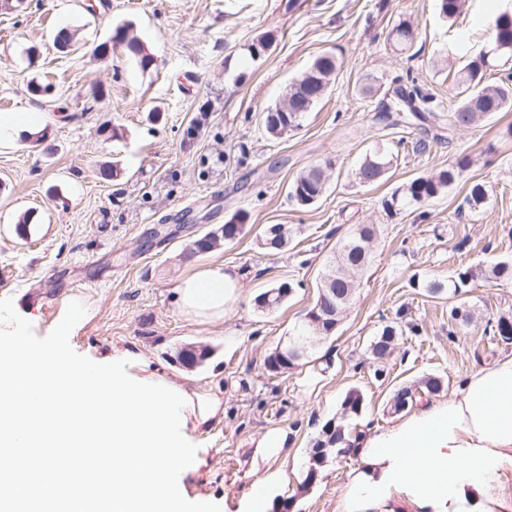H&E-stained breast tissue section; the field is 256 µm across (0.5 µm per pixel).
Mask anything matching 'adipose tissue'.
Masks as SVG:
<instances>
[{
  "mask_svg": "<svg viewBox=\"0 0 512 512\" xmlns=\"http://www.w3.org/2000/svg\"><path fill=\"white\" fill-rule=\"evenodd\" d=\"M223 266L185 278L184 312L220 320L244 290ZM336 512H512V354L474 369L460 396L367 430Z\"/></svg>",
  "mask_w": 512,
  "mask_h": 512,
  "instance_id": "adipose-tissue-1",
  "label": "adipose tissue"
}]
</instances>
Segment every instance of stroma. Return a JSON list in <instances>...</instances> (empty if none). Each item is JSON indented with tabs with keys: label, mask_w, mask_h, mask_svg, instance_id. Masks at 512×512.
I'll return each instance as SVG.
<instances>
[{
	"label": "stroma",
	"mask_w": 512,
	"mask_h": 512,
	"mask_svg": "<svg viewBox=\"0 0 512 512\" xmlns=\"http://www.w3.org/2000/svg\"><path fill=\"white\" fill-rule=\"evenodd\" d=\"M511 6L464 0L450 24L438 0H0V116L38 123L0 148V299H12L40 337L81 302L75 351L102 360L127 348L156 375L223 397V417L193 434L196 467L180 476L188 495L234 512L275 473L289 512H336L355 459L329 460L308 491L300 486L313 439L349 389L364 395L360 429L380 428L397 420L388 407L398 388L435 376L443 388L431 400L442 402L471 370L512 353L487 329L512 318V282H476L465 296L471 318L457 328L451 299L425 290L460 268L512 261V111L470 128L439 123L420 151L410 128L375 124L379 100L358 82L369 75L386 90L408 78L451 112L459 66L488 47V22ZM401 20L415 29L407 50L386 39ZM120 26L149 67L118 46L98 59ZM62 28L74 35L65 51L53 43ZM262 38L268 50L250 58ZM325 53L339 60L326 96L299 129L268 135L263 109ZM35 84L44 93L33 94ZM379 148L393 157L388 173L358 183L356 168ZM463 157L470 166L439 197L384 211L397 188ZM315 166L325 191L299 207L289 187ZM477 184L487 197L472 209L465 200ZM240 211L247 221L236 239L196 252V240ZM268 224L291 228L287 251L262 246ZM360 224L376 225L378 237L353 303L312 362L270 373L266 360L304 321L327 255ZM218 264L242 274L244 292L223 320L188 317L179 283ZM283 282L294 286L287 302L259 311L257 295ZM395 320L402 332L378 377L368 348ZM189 349L208 356L179 360ZM277 430L289 435L287 454L252 467L253 448Z\"/></svg>",
	"instance_id": "obj_1"
}]
</instances>
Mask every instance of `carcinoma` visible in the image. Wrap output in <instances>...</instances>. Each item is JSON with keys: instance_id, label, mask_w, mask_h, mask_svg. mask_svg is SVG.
<instances>
[{"instance_id": "obj_1", "label": "carcinoma", "mask_w": 512, "mask_h": 512, "mask_svg": "<svg viewBox=\"0 0 512 512\" xmlns=\"http://www.w3.org/2000/svg\"><path fill=\"white\" fill-rule=\"evenodd\" d=\"M398 46H408L414 39L412 26L403 21L390 31ZM112 42L121 46L124 52L137 58L141 66L146 67L151 62L149 55L139 40L128 35V31L118 28L112 37ZM512 60V12L504 10L490 22V45L479 55L469 58L462 63L457 72L458 84L461 85L460 99L449 120L451 124L460 127H471L496 112H507L512 109V83L503 81L496 86L484 83L485 72L490 67L504 66ZM338 68L335 56L325 53L317 57L311 66L298 78L288 84L284 96L288 97V111L276 113V118L269 117V110L263 111L265 131L272 136H282L288 131L301 126L306 114L327 94L332 76ZM393 112H408L412 124L420 123L437 117L438 108L433 105L432 98L423 95L413 87L409 90L400 88L395 91L391 103ZM392 159L387 155L376 152L365 157L355 173V178L363 185L374 184L385 176V171L375 168V165L390 166ZM469 166V159L463 157L455 164L426 177H417L397 189L391 198L384 201V208L395 213L413 204L428 202L444 192L456 182L462 172ZM325 190V177L321 167L316 166L300 174L290 187L288 196L300 207H309L316 203ZM245 216L236 215L224 224V233L210 234L198 240L199 248L209 251L220 245L221 240L231 241L241 233ZM288 225L270 224L263 230L262 242L267 248L280 250L288 244ZM377 229L374 225H361L354 234L343 241L326 260L327 270L317 286L318 292L314 297L311 309L306 313L302 332L321 341L330 336L333 322L322 313L314 312L318 302L336 311V317H341L346 308L352 303L357 292L356 274L366 269L372 260ZM512 281V261H500L490 268L468 267L459 271L448 284L431 282L427 291L431 295L444 292L456 298L466 293V288L477 281ZM293 287L288 282L281 283L256 297L259 308L271 311L281 306L292 293ZM399 325H387L380 336L376 337L369 346V359L377 364L387 361L394 341L399 336ZM298 366L275 353L266 362L269 372L283 374ZM442 388V382L436 377H427L419 387H402L395 391L390 408L399 412L419 402L424 395L435 394ZM364 397L356 389L350 390L341 404L339 420L325 423L318 436L313 439L311 454L303 487H309L315 482L321 472L319 462H328V458L343 453L340 445L333 446L328 457H322L321 448L331 439H342L346 442L352 439L351 429L346 424L348 420L358 418L362 413Z\"/></svg>"}]
</instances>
